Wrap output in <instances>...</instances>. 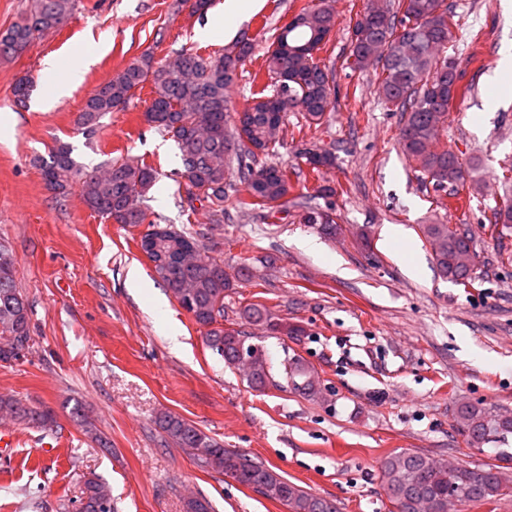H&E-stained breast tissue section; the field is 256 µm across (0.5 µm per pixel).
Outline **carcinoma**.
Wrapping results in <instances>:
<instances>
[{"label":"carcinoma","instance_id":"obj_1","mask_svg":"<svg viewBox=\"0 0 512 512\" xmlns=\"http://www.w3.org/2000/svg\"><path fill=\"white\" fill-rule=\"evenodd\" d=\"M76 0H29L17 21L0 30V60L19 57L39 35L60 28L71 16ZM290 22L276 29L265 52L270 93L253 94L239 112L228 98L253 43L240 38L217 57H203L182 50L156 60L145 52L100 84L85 100L76 125L85 132L99 126L112 112L124 109L137 89L150 83V102L144 121L162 136L172 139L183 166L182 178L190 195L204 203L211 224L224 223V199L233 194L241 214L271 213L288 204L294 185L318 178L335 162L332 148L310 141L300 151L305 167L293 169L266 165L255 167L253 147L274 156L281 146L280 133L288 113L299 112L305 127L318 130L332 110L335 87L329 70L306 44H320L336 26L331 4L305 6ZM459 26L456 13L445 0H367L350 20L349 52L345 66L353 72L375 66L378 91L389 112L401 113L399 143L414 161L419 177L436 193L461 200L463 192L477 191L478 167L464 165L448 150L444 137L448 117L459 95V66L448 58V44ZM46 189L65 195L79 187L85 205L104 219L117 217L125 225L156 224L158 217L146 204L156 181L155 170L139 161L107 162L86 171L73 157L69 143L57 141L50 160L42 166ZM305 209L304 221L334 231L332 205L312 208L306 196H297ZM512 224V201L494 209L486 226L490 237L499 225ZM420 231L433 252L439 274L462 288L474 287L473 268L479 252L468 230L444 223L423 224ZM178 238L195 245L181 266L155 275L178 303L190 304L188 313L205 329L208 347L229 366L246 367L253 388L273 382L265 353L245 345L242 332L224 327V292L237 286L244 273L224 267V260L209 256L215 246L203 242L204 233L190 228ZM241 319L262 325L271 335L296 339L304 329L274 316L262 303H250ZM28 304L17 288L9 249L0 243V361L20 358L21 346L30 342ZM284 373L292 388L316 400L322 395L319 377L299 356L288 360ZM0 413L19 424L51 432L56 424L52 408L35 406L15 396L0 395ZM456 429L468 448L496 444L495 462L483 468L442 463L429 455L402 451L385 457L380 473L383 487L396 512H448V495L469 505L493 506L512 496V417L501 416L481 403H461L453 411ZM159 427L199 466L210 468L241 485L255 488L267 498L287 506L289 512H336V506L292 483L262 463L224 447L192 423L171 413L159 417ZM79 512H112V495L98 479L84 483Z\"/></svg>","mask_w":512,"mask_h":512}]
</instances>
